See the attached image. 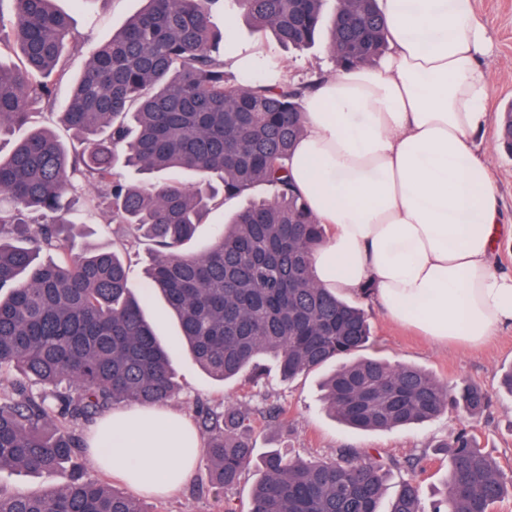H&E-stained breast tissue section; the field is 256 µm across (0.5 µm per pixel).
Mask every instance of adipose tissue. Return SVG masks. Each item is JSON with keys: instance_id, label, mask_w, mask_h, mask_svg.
Segmentation results:
<instances>
[{"instance_id": "ef3b65f1", "label": "adipose tissue", "mask_w": 512, "mask_h": 512, "mask_svg": "<svg viewBox=\"0 0 512 512\" xmlns=\"http://www.w3.org/2000/svg\"><path fill=\"white\" fill-rule=\"evenodd\" d=\"M388 50L339 69L303 102L288 176L326 229L318 283L371 290L390 320L441 343L483 345L512 327V274L492 253L503 231L491 170L473 139L488 123L491 49L475 0H380ZM241 83L281 76L264 48L224 47ZM86 446L136 491L171 494L202 452L192 423L158 406L112 411Z\"/></svg>"}]
</instances>
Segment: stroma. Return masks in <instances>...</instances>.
<instances>
[{"label": "stroma", "mask_w": 512, "mask_h": 512, "mask_svg": "<svg viewBox=\"0 0 512 512\" xmlns=\"http://www.w3.org/2000/svg\"><path fill=\"white\" fill-rule=\"evenodd\" d=\"M58 9L67 13L73 26L96 45L111 35L125 20L138 12L143 0H56ZM476 13L489 31L492 50L487 59L491 71L492 95L490 119L476 137L491 168L502 222L512 226V154L498 140L503 113L512 106V0H476ZM275 69L286 70L293 81L309 83L335 72L336 62L327 50L325 39L310 48L290 50L273 37L261 40ZM361 306L368 314L372 331L371 355L390 363L412 364L431 372L441 381H471L482 386L490 401L477 419L465 418L447 410L434 420L380 432H360L346 428L321 401L322 372H313L288 381L280 378L273 359H265V376L259 384L245 380L222 383L202 371L187 351L175 350L173 367L180 392L166 404L167 409L196 419L200 406L223 411L232 406L254 412L272 399L287 411L288 427L278 430L255 421L253 465L231 494L233 504L247 502L260 476L264 457L273 450L303 458L332 457L344 447L377 449L399 461L420 460L421 506L430 512L438 489L448 473V455L436 450V443L450 440L462 427L470 429L486 454L505 471L512 473V396L498 390L502 368L512 366V327L503 328L477 350L442 344L418 331L388 321L373 298H364ZM209 470L205 459H198L189 481L167 497H148L152 512H224L223 499L209 488Z\"/></svg>", "instance_id": "stroma-1"}]
</instances>
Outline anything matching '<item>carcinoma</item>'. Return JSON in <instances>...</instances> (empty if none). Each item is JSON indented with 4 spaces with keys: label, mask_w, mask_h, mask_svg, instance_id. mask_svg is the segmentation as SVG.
<instances>
[{
    "label": "carcinoma",
    "mask_w": 512,
    "mask_h": 512,
    "mask_svg": "<svg viewBox=\"0 0 512 512\" xmlns=\"http://www.w3.org/2000/svg\"><path fill=\"white\" fill-rule=\"evenodd\" d=\"M0 11V370L20 376L0 398V470H73L61 488L0 489V512H150L114 486L83 475L71 424L115 403L162 404L178 391L168 350L128 285L122 253L152 246L151 288L180 326V342L210 376L259 382L271 357L292 379L336 362L324 383L334 416L359 431L434 419L452 406L480 416L482 387L447 385L433 374L360 352L370 346L361 306L320 286L313 252L326 231L288 179L303 133L301 102L314 83L243 86L225 75L224 33L211 22L224 0H146V7L89 51L60 122L77 142L33 125L54 106L86 37L55 0H9ZM325 0H236L259 33L304 48L321 31ZM378 0H336L328 49L339 68L373 65L387 49ZM499 141L512 154V109ZM190 171L199 181L131 183L122 170ZM218 179L220 186L213 184ZM258 188L273 191L239 210L202 253L183 250L214 209ZM79 206L88 220L109 212L110 249L73 253L67 229ZM24 245H13L11 239ZM53 258L38 260L43 253ZM42 386L35 393L29 381ZM52 394L54 401L47 399ZM210 484L229 492L252 463L250 414L198 409ZM286 422L284 407L259 411ZM448 474L433 512H492L512 497V476L467 428L441 444ZM380 452L340 448L330 460L267 454L246 512H379L387 476L407 468L389 512H421L415 474Z\"/></svg>",
    "instance_id": "cac0c4a2"
}]
</instances>
